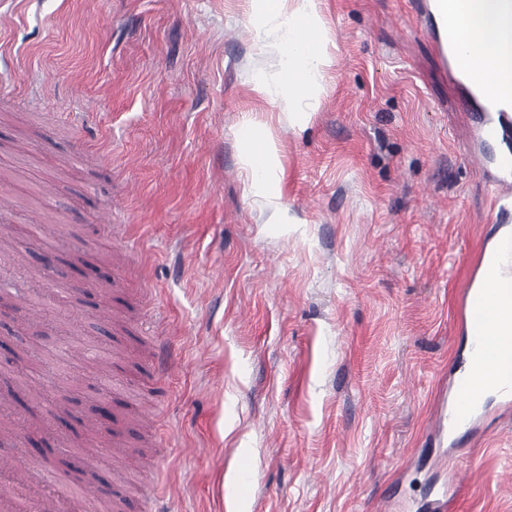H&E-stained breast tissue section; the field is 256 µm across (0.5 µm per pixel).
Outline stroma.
Wrapping results in <instances>:
<instances>
[{
	"mask_svg": "<svg viewBox=\"0 0 512 512\" xmlns=\"http://www.w3.org/2000/svg\"><path fill=\"white\" fill-rule=\"evenodd\" d=\"M426 2L321 0L328 64L298 128L257 91L278 78L279 34L256 33L251 0H0V233L16 259L0 342L24 383L73 402L63 422L30 404L0 435V459L52 449L20 504L424 512L455 485L446 512H512V402L435 425L469 324L459 299L512 227V133L476 139ZM248 122L275 142L279 200L251 186ZM49 254L110 283L42 280ZM159 342L174 363L148 383ZM109 387L128 485L59 499L76 470L112 478L107 453L79 464Z\"/></svg>",
	"mask_w": 512,
	"mask_h": 512,
	"instance_id": "35a3bbf8",
	"label": "stroma"
}]
</instances>
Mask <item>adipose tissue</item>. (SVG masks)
I'll return each instance as SVG.
<instances>
[{
  "label": "adipose tissue",
  "instance_id": "1",
  "mask_svg": "<svg viewBox=\"0 0 512 512\" xmlns=\"http://www.w3.org/2000/svg\"><path fill=\"white\" fill-rule=\"evenodd\" d=\"M253 24L263 31L276 23L280 77L277 85L259 84V93L289 108L288 118L303 125L305 112L298 105L317 97L323 78L324 42L318 35L319 0H252ZM454 25L463 48L458 63L483 89L512 99V16L501 0H455ZM240 149L252 183L272 198L280 191L274 177L275 149L268 136L253 125L239 132Z\"/></svg>",
  "mask_w": 512,
  "mask_h": 512
}]
</instances>
